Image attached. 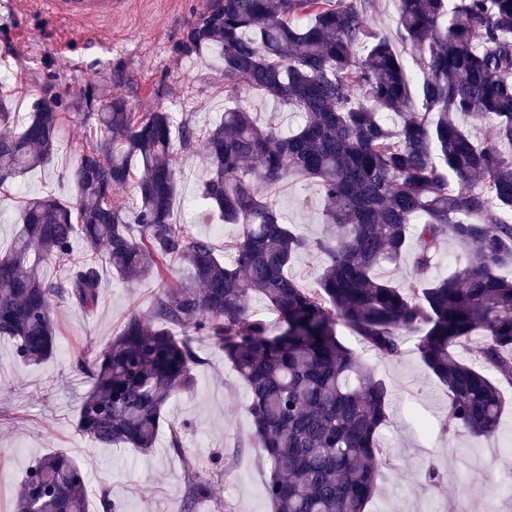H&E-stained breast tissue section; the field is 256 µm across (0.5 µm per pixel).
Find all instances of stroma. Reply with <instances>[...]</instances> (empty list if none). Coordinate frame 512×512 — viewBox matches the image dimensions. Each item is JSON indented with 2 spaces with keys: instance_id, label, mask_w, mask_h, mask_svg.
I'll return each instance as SVG.
<instances>
[{
  "instance_id": "1",
  "label": "stroma",
  "mask_w": 512,
  "mask_h": 512,
  "mask_svg": "<svg viewBox=\"0 0 512 512\" xmlns=\"http://www.w3.org/2000/svg\"><path fill=\"white\" fill-rule=\"evenodd\" d=\"M208 3L133 0L123 14L100 23L97 41L86 46L40 0H27L23 8L16 0H0V74L11 76L7 87L15 123H22L41 97L69 112L80 87L96 81L112 93L128 94L134 111L167 110L188 118L197 130L209 129L225 106L222 62L211 51L188 59L178 51L187 22ZM116 69L126 74L129 85L113 84ZM239 94L259 122H274L281 133L296 130L302 121L300 113L248 86H241ZM85 133L82 117L72 115L59 130L52 164L0 188V250H7L21 230L26 197L67 199L73 194L70 172L78 148L86 143ZM207 177L199 150L179 151L177 199L197 196ZM254 183L284 223L310 240L324 234V198L314 182L292 176L274 189L258 174ZM100 274L94 307L55 305L59 347L51 360L25 363L14 342L0 338V512H13L26 470L51 452L68 455L86 472L88 512H100L105 494L121 500L124 512H182L186 456L214 471L215 492L194 512H270L264 495L269 468L260 450L249 444L246 390L223 352L204 337L194 342L201 357L194 390L174 393L165 406L168 421L184 428L181 448L170 447L165 429L147 452L101 448L76 433L90 383L75 370L73 351L97 353L131 314L149 313L164 283L153 277L126 280L107 268ZM336 333L389 392L378 441L390 456L379 466L367 512H512V469L505 466L512 460V388L504 391L498 432L476 437L450 422L448 388L422 363L418 331H404L402 352L393 360L376 357L344 325H337ZM430 465L441 475L434 484L425 478Z\"/></svg>"
}]
</instances>
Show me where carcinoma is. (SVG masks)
<instances>
[{"mask_svg": "<svg viewBox=\"0 0 512 512\" xmlns=\"http://www.w3.org/2000/svg\"><path fill=\"white\" fill-rule=\"evenodd\" d=\"M375 0H210L187 23L180 53L215 50L224 62L225 98L240 81L302 116L281 134L236 105L200 142L209 168L207 207L241 225L224 245L171 223L176 194L173 140L192 149L189 121L173 113L135 112L124 95L83 86L77 115L96 125L71 171L68 200L24 202L21 233L0 252V337L22 361L40 364L58 349L54 304L96 305L100 268L127 280L164 278L171 259L193 271L189 284L167 283L153 309L132 314L94 356L76 351L91 380L76 430L103 447H154L175 392L195 387L201 358L183 327L212 336L243 381L252 445L262 449L272 512H365L387 455L377 435L388 391L336 335V322L378 357L401 353L400 331L424 326L417 349L448 387L453 424L475 436L500 427L502 387H512V0H397L398 38L422 73L412 79L391 40L371 24ZM53 100H37L27 122L0 95V187L53 162L63 120ZM487 123L477 142L459 123ZM293 174L315 181L325 200L326 232L315 241L280 222L255 188ZM136 180L139 205L128 217L114 197ZM467 250L445 278L404 289L380 275L398 263L410 239L414 264L427 270L442 238ZM82 241L84 256L72 258ZM315 248L327 257L316 287L301 288L288 268ZM66 266L47 279L43 265ZM262 295L278 312L279 331L252 318ZM483 331L482 366L457 354ZM182 512L211 496L214 478L185 462ZM85 472L61 453L31 465L14 512H87Z\"/></svg>", "mask_w": 512, "mask_h": 512, "instance_id": "carcinoma-1", "label": "carcinoma"}]
</instances>
